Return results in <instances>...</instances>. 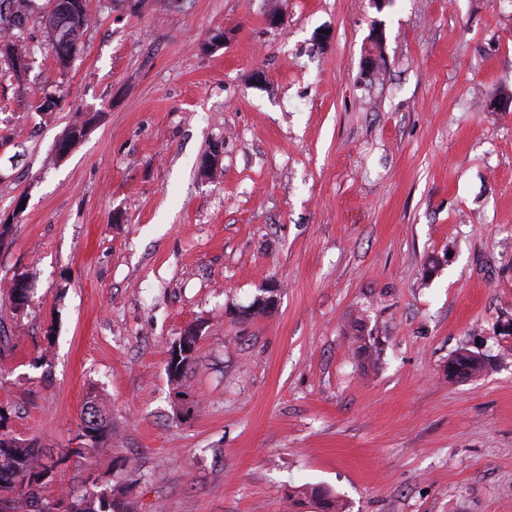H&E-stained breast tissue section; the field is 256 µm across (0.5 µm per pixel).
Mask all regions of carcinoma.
<instances>
[{
	"instance_id": "cac0c4a2",
	"label": "carcinoma",
	"mask_w": 512,
	"mask_h": 512,
	"mask_svg": "<svg viewBox=\"0 0 512 512\" xmlns=\"http://www.w3.org/2000/svg\"><path fill=\"white\" fill-rule=\"evenodd\" d=\"M33 0H0V80H20L26 71L23 63L25 52L21 46L24 32L29 20V9ZM50 9L44 14L43 20L51 34V41L59 40V28L62 21L61 6L66 0H48ZM87 25L86 12L74 8L66 21L71 41L81 43L83 28ZM192 357H187L183 362L173 364L167 362V375L173 385L175 395L189 396L184 379L191 365ZM92 429L93 436L90 439L89 451H101L106 445L109 434L112 431L110 421L104 411L92 399L86 403L81 429ZM43 463L39 451L34 444L11 438L9 443L0 439V498H6L8 494H14L24 499L35 512H51L50 507L40 505L37 486L42 477ZM303 494L317 500L322 512H339L338 500L332 496L330 490L321 486H312L303 490ZM71 512H118L116 494L110 493L109 497L95 496L79 498L71 502Z\"/></svg>"
}]
</instances>
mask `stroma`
Instances as JSON below:
<instances>
[{
  "label": "stroma",
  "mask_w": 512,
  "mask_h": 512,
  "mask_svg": "<svg viewBox=\"0 0 512 512\" xmlns=\"http://www.w3.org/2000/svg\"><path fill=\"white\" fill-rule=\"evenodd\" d=\"M86 10L64 69L33 15L0 86L1 430L50 458L43 501L321 512L319 485L342 512H512V0ZM462 350L490 368L449 378ZM91 398L111 447L79 457ZM191 360L192 356H189L184 359L183 363H178L176 365H174L170 360H167L166 371L169 377V381L173 385V390H175V397L190 396V394L187 392V387H185L184 379L186 372L191 365Z\"/></svg>",
  "instance_id": "obj_1"
}]
</instances>
